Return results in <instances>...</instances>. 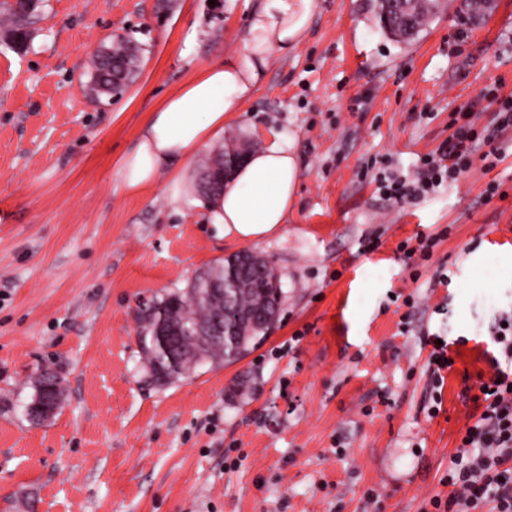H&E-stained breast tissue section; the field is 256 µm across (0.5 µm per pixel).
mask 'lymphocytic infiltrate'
Here are the masks:
<instances>
[{"mask_svg":"<svg viewBox=\"0 0 512 512\" xmlns=\"http://www.w3.org/2000/svg\"><path fill=\"white\" fill-rule=\"evenodd\" d=\"M474 134L462 127L441 149L447 165L425 160L416 179L386 178L382 189L395 199L416 198L433 192L444 180H456L473 152ZM493 340L500 347L493 374L481 382L483 410L468 427L451 455L447 499H432L435 512H512V317L499 320Z\"/></svg>","mask_w":512,"mask_h":512,"instance_id":"1","label":"lymphocytic infiltrate"}]
</instances>
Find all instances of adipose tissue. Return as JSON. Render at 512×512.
<instances>
[{
  "label": "adipose tissue",
  "instance_id": "adipose-tissue-1",
  "mask_svg": "<svg viewBox=\"0 0 512 512\" xmlns=\"http://www.w3.org/2000/svg\"><path fill=\"white\" fill-rule=\"evenodd\" d=\"M317 0H260L250 13L241 57L206 65L169 95L142 125L138 144L121 161L123 186L139 193L168 177L173 213H204L220 238L255 242L280 236L296 197L300 168L292 142L276 139L250 152L221 191H191L189 158L221 140L224 127L261 85L275 56L304 39Z\"/></svg>",
  "mask_w": 512,
  "mask_h": 512
}]
</instances>
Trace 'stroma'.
I'll list each match as a JSON object with an SVG mask.
<instances>
[{
  "label": "stroma",
  "instance_id": "35a3bbf8",
  "mask_svg": "<svg viewBox=\"0 0 512 512\" xmlns=\"http://www.w3.org/2000/svg\"><path fill=\"white\" fill-rule=\"evenodd\" d=\"M373 2L317 0L306 39L225 128L228 142L283 136L299 159L282 234L252 245L281 311L240 360L163 388L144 378L139 304L238 245L196 210L171 214L167 178L127 193L120 161L168 95L242 52L257 0H46L25 47L0 38V512H427L447 498L512 315V127L497 120L512 0L477 26L442 0L407 43ZM118 34L144 62L101 105L86 83ZM464 123L478 141L456 182L398 203L362 178L411 173ZM428 238L429 258L406 265L399 244ZM428 333L454 359L435 415ZM44 364L66 391L34 424L23 404Z\"/></svg>",
  "mask_w": 512,
  "mask_h": 512
}]
</instances>
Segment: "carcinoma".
<instances>
[{"mask_svg": "<svg viewBox=\"0 0 512 512\" xmlns=\"http://www.w3.org/2000/svg\"><path fill=\"white\" fill-rule=\"evenodd\" d=\"M41 0H15L6 4L4 13L10 20L8 38L23 45L28 38V25L38 16ZM434 12L428 9L408 18L398 0H377L376 17L381 30L397 41L411 40L425 29ZM136 69L129 59L126 41L114 38L103 44L94 60L88 85L90 98L103 103L106 97L122 93L134 80ZM265 279H239L225 282L229 275L225 261L208 267L189 287L167 292L137 310V344L146 376L159 386L172 384L206 364L237 361L266 331L262 317L274 301L271 270ZM230 328L239 326L238 336L205 337L197 330L215 321ZM171 325L182 327L180 341L172 344L166 338ZM64 379L50 367L42 368L32 383L30 400L23 405L25 417L36 424L53 418L62 406Z\"/></svg>", "mask_w": 512, "mask_h": 512, "instance_id": "carcinoma-1", "label": "carcinoma"}]
</instances>
